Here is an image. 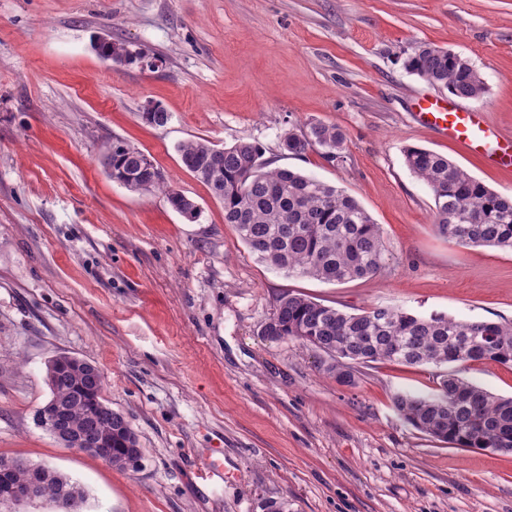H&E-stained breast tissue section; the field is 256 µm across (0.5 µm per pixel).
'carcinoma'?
<instances>
[{
    "label": "carcinoma",
    "mask_w": 512,
    "mask_h": 512,
    "mask_svg": "<svg viewBox=\"0 0 512 512\" xmlns=\"http://www.w3.org/2000/svg\"><path fill=\"white\" fill-rule=\"evenodd\" d=\"M99 55L108 60L136 53L122 41L107 39ZM404 68L452 96L479 100L486 92L480 73L462 56L428 45L403 62ZM345 137L332 124L314 123L281 136L295 156L320 149L334 161ZM182 164L224 205V223L234 226L242 242L269 267L324 282L372 279L385 268L388 245L380 225L353 196L314 176L289 169H270L257 142L237 141L216 148L204 139L178 146ZM408 169L431 190L436 230L465 247L512 248V196L495 192L448 157L420 146L403 150ZM107 175L125 187L160 191L170 208L190 222L200 216L196 203L167 185L162 172L134 145L112 139L104 158ZM264 334L276 341L297 340L324 353V371L346 385L357 384L362 369L389 361L406 366L493 361L512 365V323L459 320L442 314H412L395 307L348 313L310 297L287 292L276 300ZM86 365L77 363L58 380L49 379L48 402L70 409L74 428L95 423L112 449V466L137 469L142 448L129 421L110 406L103 408L86 394ZM393 405L414 429L459 448L512 453V397L504 398L454 372L441 375L429 394L399 392ZM49 474L38 487V499L67 508L69 490H78L73 512H82L84 489L46 466L12 462L7 475L24 484L31 471Z\"/></svg>",
    "instance_id": "obj_1"
}]
</instances>
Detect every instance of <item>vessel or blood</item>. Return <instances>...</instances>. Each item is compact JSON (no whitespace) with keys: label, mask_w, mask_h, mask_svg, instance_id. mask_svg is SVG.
I'll list each match as a JSON object with an SVG mask.
<instances>
[{"label":"vessel or blood","mask_w":512,"mask_h":512,"mask_svg":"<svg viewBox=\"0 0 512 512\" xmlns=\"http://www.w3.org/2000/svg\"><path fill=\"white\" fill-rule=\"evenodd\" d=\"M415 108L423 126L437 130L467 155L512 172V138L496 135L477 110L438 95L418 99Z\"/></svg>","instance_id":"1"}]
</instances>
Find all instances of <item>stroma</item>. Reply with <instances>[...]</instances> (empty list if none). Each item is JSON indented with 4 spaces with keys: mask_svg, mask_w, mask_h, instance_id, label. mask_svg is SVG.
I'll return each instance as SVG.
<instances>
[{
    "mask_svg": "<svg viewBox=\"0 0 512 512\" xmlns=\"http://www.w3.org/2000/svg\"><path fill=\"white\" fill-rule=\"evenodd\" d=\"M112 36L156 63L113 65ZM423 44L467 58L488 123L512 136V0H0V457L60 471L84 512H512V453L458 448L397 414L393 396L435 388L441 368L375 363L337 383L322 354L262 330L294 291L359 313L512 322V251L464 247L435 229L410 145L448 156L497 192L512 182L412 117L436 86L408 72ZM150 104L169 114L152 126ZM322 122L341 159L283 150L284 130ZM144 152L201 209L191 223L158 192L110 179L113 138ZM260 143L288 168L355 197L390 247L375 279L326 283L270 269L177 147ZM97 366L139 436V470L66 448L34 415L45 365ZM512 396V366L461 367ZM219 461L224 477L197 469Z\"/></svg>",
    "mask_w": 512,
    "mask_h": 512,
    "instance_id": "35a3bbf8",
    "label": "stroma"
}]
</instances>
